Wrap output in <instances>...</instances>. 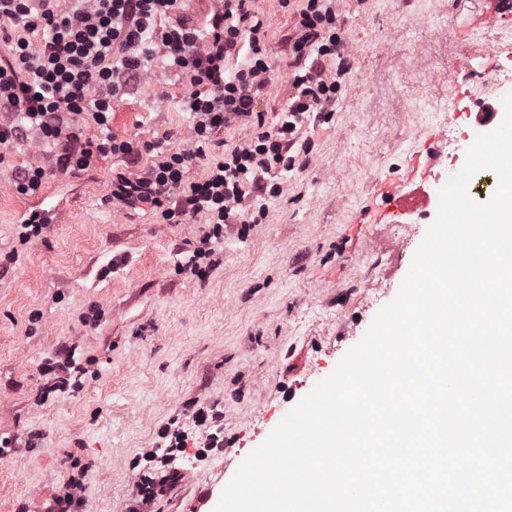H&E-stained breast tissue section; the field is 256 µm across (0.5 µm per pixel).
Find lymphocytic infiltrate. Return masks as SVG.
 Returning <instances> with one entry per match:
<instances>
[{"mask_svg": "<svg viewBox=\"0 0 512 512\" xmlns=\"http://www.w3.org/2000/svg\"><path fill=\"white\" fill-rule=\"evenodd\" d=\"M280 5L292 17V94L269 126L257 110L269 86L268 29L253 0H217L201 29L174 18L178 0H76L67 8L58 0H0V44L7 49L0 56V164L6 150L31 135L54 147L44 162L13 171V190L29 197L49 173L87 170L101 155L124 158V167L112 171L108 202L120 210L149 206L170 224L204 216L212 232L184 265L202 275L201 261L212 254L211 242L222 238L224 226L265 219L255 197L282 193L275 175L291 166L306 115L332 111L349 72L338 0ZM158 59L188 81L183 107L192 124L185 149L161 151L151 142L140 149L111 132L114 99ZM89 120L100 137L88 136ZM232 127L245 128L246 136L211 156V146ZM143 149L151 152L150 163L130 171ZM199 159L207 160V174L189 180ZM159 437L162 450L143 456L145 472L134 493L139 506L162 492L158 474L188 446L186 435L168 427Z\"/></svg>", "mask_w": 512, "mask_h": 512, "instance_id": "1", "label": "lymphocytic infiltrate"}]
</instances>
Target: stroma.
<instances>
[{
  "label": "stroma",
  "instance_id": "35a3bbf8",
  "mask_svg": "<svg viewBox=\"0 0 512 512\" xmlns=\"http://www.w3.org/2000/svg\"><path fill=\"white\" fill-rule=\"evenodd\" d=\"M268 24L266 123L288 104V35L279 0H254ZM490 0H342L351 71L334 112L308 122L311 143L283 192L264 200V223L228 228L206 280L181 272L187 242L210 226L197 216L167 224L151 209L113 210L106 201L118 158H97L72 176L49 178L38 194L53 223L19 238L28 198L0 180V512H45L69 476L86 470L83 512H128L139 479L132 463L160 430L195 402L224 413V450L200 460L186 448L176 485L147 512H192L202 494L223 492L240 463L366 333L396 296L434 214H405L416 226L399 242L372 218L378 186L400 183L416 160L437 176L462 162L480 127L477 83L497 103L512 76V14L488 23ZM469 72L458 82L461 56ZM184 76L155 66L112 105V133L165 148L187 147ZM459 112L462 136L430 154L446 133L429 102ZM98 309L96 324L85 323ZM92 363L74 393L41 397L40 368L62 343Z\"/></svg>",
  "mask_w": 512,
  "mask_h": 512
}]
</instances>
